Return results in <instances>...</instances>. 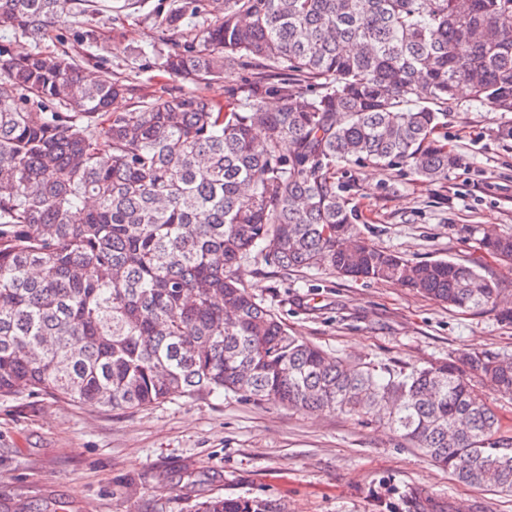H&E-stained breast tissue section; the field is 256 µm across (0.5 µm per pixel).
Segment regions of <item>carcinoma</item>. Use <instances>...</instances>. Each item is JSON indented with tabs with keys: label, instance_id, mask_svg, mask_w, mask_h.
<instances>
[{
	"label": "carcinoma",
	"instance_id": "1",
	"mask_svg": "<svg viewBox=\"0 0 512 512\" xmlns=\"http://www.w3.org/2000/svg\"><path fill=\"white\" fill-rule=\"evenodd\" d=\"M86 2L0 0V395L126 410L227 390L371 417L458 482L512 494V437L473 384L512 399L511 357L352 363L289 332L239 279L261 243L284 272L495 305L474 265L366 241L336 166L447 179L462 158L438 130L457 91L512 112V0H173L163 72L201 84L258 67L224 104L89 83L96 57L41 49ZM119 96L132 110L112 111ZM479 245L512 264V235ZM200 512L280 508L212 497Z\"/></svg>",
	"mask_w": 512,
	"mask_h": 512
}]
</instances>
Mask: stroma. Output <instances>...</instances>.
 <instances>
[{"label": "stroma", "mask_w": 512, "mask_h": 512, "mask_svg": "<svg viewBox=\"0 0 512 512\" xmlns=\"http://www.w3.org/2000/svg\"><path fill=\"white\" fill-rule=\"evenodd\" d=\"M171 0L62 22L46 50L76 49L94 29L99 78L135 74L167 97L180 81L159 70L158 24ZM512 112L460 97L444 133L461 165L425 182L401 168L354 163L343 182L361 233L375 246L422 261L479 265L512 300V267L479 246L487 225L512 233ZM242 282L296 336L328 353L390 366L426 367L463 351L512 357V323L492 308L454 309L393 283L327 271L283 272L261 258ZM213 496L258 498L285 512H512V495L457 482L379 424L339 412L302 414L234 393L176 397L139 410H107L48 395L0 396V512H196Z\"/></svg>", "instance_id": "1"}]
</instances>
